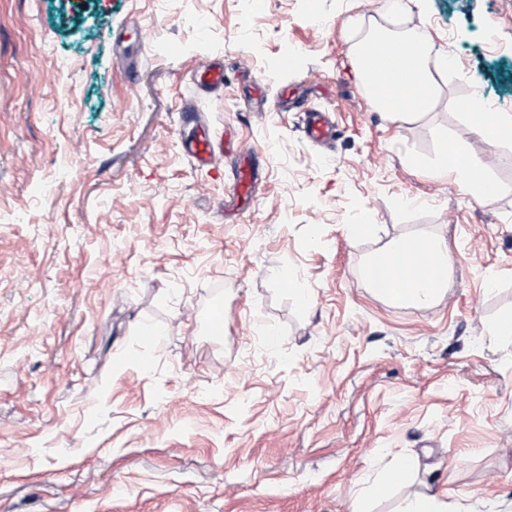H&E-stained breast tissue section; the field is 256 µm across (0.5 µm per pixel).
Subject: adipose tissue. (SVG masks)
<instances>
[{
  "label": "adipose tissue",
  "instance_id": "adipose-tissue-1",
  "mask_svg": "<svg viewBox=\"0 0 512 512\" xmlns=\"http://www.w3.org/2000/svg\"><path fill=\"white\" fill-rule=\"evenodd\" d=\"M392 52L397 77L392 84L369 88L372 99L388 111L403 115L404 102L415 104L416 111H428L435 95V83L423 32L396 29L383 35H365L356 44L355 57L377 54L380 47ZM441 176L460 179L466 193L480 199L492 187L484 166L462 155L444 160ZM452 259L446 243L423 237L400 243L389 255H376L365 267L371 288L396 304L420 308L432 306L448 281Z\"/></svg>",
  "mask_w": 512,
  "mask_h": 512
}]
</instances>
